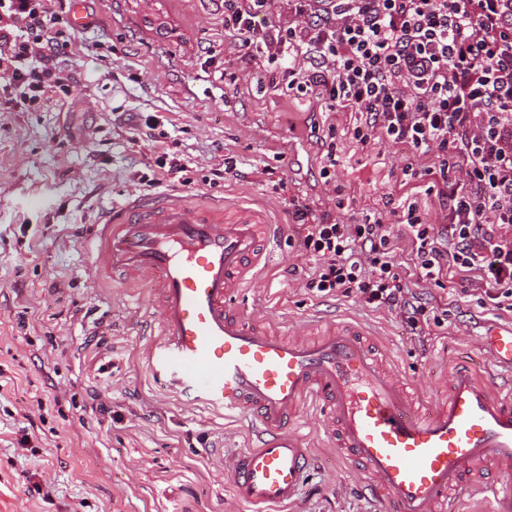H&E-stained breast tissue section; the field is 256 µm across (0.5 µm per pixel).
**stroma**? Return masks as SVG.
I'll return each instance as SVG.
<instances>
[{"instance_id": "stroma-1", "label": "stroma", "mask_w": 512, "mask_h": 512, "mask_svg": "<svg viewBox=\"0 0 512 512\" xmlns=\"http://www.w3.org/2000/svg\"><path fill=\"white\" fill-rule=\"evenodd\" d=\"M86 10L89 26L60 59L80 90L0 107V512H238L209 446L243 447L247 421L185 405L149 372L139 346L157 315L148 282L120 292L87 274L90 231L128 199L179 187L261 213L278 227L270 271L240 304L261 305L277 328L357 324L430 401L444 396L457 358L482 357L488 327L512 324L490 304L456 300L448 282L421 283L416 296L447 309L448 322L419 337L396 313L289 279L288 267L314 265L300 247L307 223L381 218L406 260L411 245L395 215L405 155L354 140L356 113L253 80L224 49L222 0H86ZM124 112L159 121L187 185L119 124ZM331 143L337 162L326 180ZM225 157L237 173L214 180ZM305 421L316 461L283 512H381L319 414Z\"/></svg>"}]
</instances>
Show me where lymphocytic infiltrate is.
Returning a JSON list of instances; mask_svg holds the SVG:
<instances>
[{
  "instance_id": "lymphocytic-infiltrate-1",
  "label": "lymphocytic infiltrate",
  "mask_w": 512,
  "mask_h": 512,
  "mask_svg": "<svg viewBox=\"0 0 512 512\" xmlns=\"http://www.w3.org/2000/svg\"><path fill=\"white\" fill-rule=\"evenodd\" d=\"M50 0H0V87L33 106L79 80L59 66L74 36ZM224 29L240 58L265 73L282 67L287 91L327 111L360 113L353 137H379L417 158L439 157L449 189L445 224L400 209L414 248L394 254L381 219L310 224L301 248L310 291L355 297L398 314L424 336L430 316L408 280L465 274L461 295L512 311V0H224Z\"/></svg>"
}]
</instances>
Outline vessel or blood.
Returning a JSON list of instances; mask_svg holds the SVG:
<instances>
[{"mask_svg": "<svg viewBox=\"0 0 512 512\" xmlns=\"http://www.w3.org/2000/svg\"><path fill=\"white\" fill-rule=\"evenodd\" d=\"M272 236L259 213L228 220L223 200L173 193L106 211L92 234L93 279L118 268L155 287L158 325L142 347L152 375L187 402L254 421L255 445L212 458L235 501L274 512L298 499L314 461L299 422L314 408L389 512L450 510L465 492L512 512V325L491 329L483 367L458 362L446 397L420 405L353 325L283 338L235 305Z\"/></svg>", "mask_w": 512, "mask_h": 512, "instance_id": "obj_1", "label": "vessel or blood"}]
</instances>
